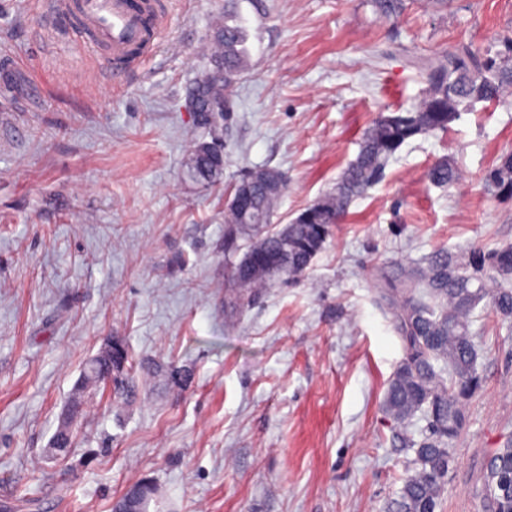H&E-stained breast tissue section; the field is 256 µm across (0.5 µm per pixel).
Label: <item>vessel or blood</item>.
<instances>
[{"label": "vessel or blood", "instance_id": "obj_1", "mask_svg": "<svg viewBox=\"0 0 512 512\" xmlns=\"http://www.w3.org/2000/svg\"><path fill=\"white\" fill-rule=\"evenodd\" d=\"M45 18L51 34L82 33L113 77L149 58L168 23L162 0H45Z\"/></svg>", "mask_w": 512, "mask_h": 512}]
</instances>
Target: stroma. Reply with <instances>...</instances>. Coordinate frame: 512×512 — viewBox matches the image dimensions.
Listing matches in <instances>:
<instances>
[{
  "instance_id": "1",
  "label": "stroma",
  "mask_w": 512,
  "mask_h": 512,
  "mask_svg": "<svg viewBox=\"0 0 512 512\" xmlns=\"http://www.w3.org/2000/svg\"><path fill=\"white\" fill-rule=\"evenodd\" d=\"M225 0H170L140 69L106 75L81 36L45 30L40 0H0V504L111 512L150 479L148 512H388L413 469L381 404L404 357L385 276L438 254L512 243V195L487 181L512 152V89L448 131L419 136L354 199L294 283L231 309L224 211L246 168L283 172L274 223L331 191L385 110L416 105L423 63L466 42L512 38V0H371L239 7L249 67L224 123V178L192 181L187 94ZM448 158L449 187L428 170ZM478 393L465 409L437 512H484L485 462L512 440V323L474 313ZM132 393L97 387L69 457L48 453L86 363L111 337ZM174 367L192 372L178 384Z\"/></svg>"
}]
</instances>
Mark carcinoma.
<instances>
[{
    "instance_id": "obj_1",
    "label": "carcinoma",
    "mask_w": 512,
    "mask_h": 512,
    "mask_svg": "<svg viewBox=\"0 0 512 512\" xmlns=\"http://www.w3.org/2000/svg\"><path fill=\"white\" fill-rule=\"evenodd\" d=\"M383 18H396L407 9V0H372ZM249 32L237 11L224 10V20L211 35L212 68L204 75L210 104L218 112L236 111L232 88L248 66ZM427 89L422 100L406 110L380 113L365 132L356 159L342 172L336 186L282 227L268 229L286 188L283 174L272 168L244 172L234 185L224 216V251L238 250V240L257 236L248 250L271 255L269 266L246 267L240 260L231 274L240 287L263 288L276 277L295 280L306 271L322 248L332 225L339 223L349 204L376 182L387 161L407 141L448 130L474 101L494 102L512 87V40L502 50H480L461 44L431 59L425 68ZM206 137L194 143L188 172L206 185L224 176L221 118L207 115ZM441 187L460 178L446 159L428 172ZM489 182L512 194V153L503 155L489 174ZM467 272L451 254L436 256L423 265L402 267L388 280L385 298L393 305L395 327L405 356L390 378L382 410L398 427L422 414L428 433L416 440L401 435L414 451L413 472L392 503L393 512H436L444 492L448 470L455 465L450 451L465 423V407L480 389L479 353L471 330L474 312L488 301L504 321H512V244L492 252H473ZM129 351L118 338L84 369L69 400L72 419L84 410L87 391L108 376L115 389L124 392L133 383ZM491 459L501 464L498 473L512 476V441ZM155 486L149 480L134 485L115 512H145ZM481 498L486 512H512V499L495 492L492 475L484 474Z\"/></svg>"
}]
</instances>
